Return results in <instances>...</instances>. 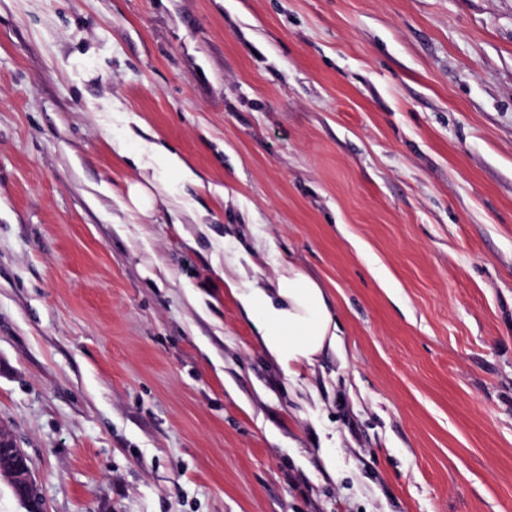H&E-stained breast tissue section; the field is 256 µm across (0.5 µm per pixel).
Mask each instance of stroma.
<instances>
[{"label":"stroma","instance_id":"obj_1","mask_svg":"<svg viewBox=\"0 0 512 512\" xmlns=\"http://www.w3.org/2000/svg\"><path fill=\"white\" fill-rule=\"evenodd\" d=\"M0 429L46 512H512V0H0ZM139 168L151 174L142 173L141 177L128 181L124 190L122 206L129 212L142 216L153 213L161 190L171 193L169 186L162 181L159 174L174 175L178 182L196 183L194 173L186 166L182 158L175 152L163 147L152 146L149 161L141 164V155H130ZM224 285L251 323L261 351L288 378L336 348L340 336L336 310L326 288L301 268L282 264L268 288L227 277Z\"/></svg>","mask_w":512,"mask_h":512}]
</instances>
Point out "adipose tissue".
<instances>
[{"mask_svg":"<svg viewBox=\"0 0 512 512\" xmlns=\"http://www.w3.org/2000/svg\"><path fill=\"white\" fill-rule=\"evenodd\" d=\"M140 178L127 182L122 206L129 212L151 215L164 190L163 175L177 181H194V173L175 152L152 147L142 165ZM230 295L251 323L258 346L280 366L285 375L297 376L327 350L335 348L339 336L336 311L326 288L301 268L281 265L270 287L244 280H226Z\"/></svg>","mask_w":512,"mask_h":512,"instance_id":"1","label":"adipose tissue"}]
</instances>
